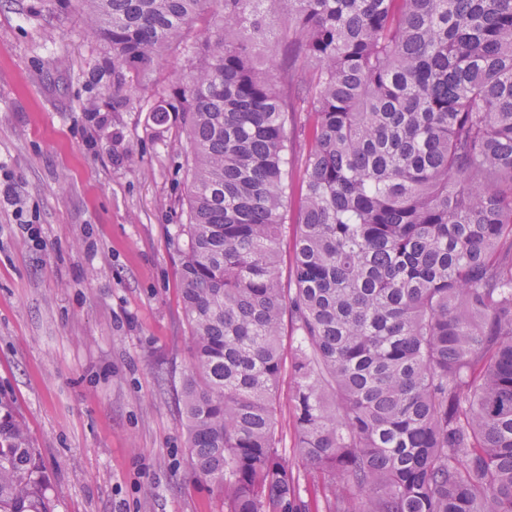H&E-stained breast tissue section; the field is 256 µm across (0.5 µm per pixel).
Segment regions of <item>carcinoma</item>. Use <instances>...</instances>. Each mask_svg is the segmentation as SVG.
<instances>
[{"label":"carcinoma","instance_id":"obj_1","mask_svg":"<svg viewBox=\"0 0 512 512\" xmlns=\"http://www.w3.org/2000/svg\"><path fill=\"white\" fill-rule=\"evenodd\" d=\"M76 4L118 105L205 24L152 112L186 136L179 419L224 512H512V0ZM0 512H52L1 400ZM289 395V380L286 377V382L282 385L280 392V409L281 415L283 417V437L285 438L283 442L282 454L284 457H286L290 466L293 467L295 472L298 470L302 472L303 464L301 460L296 456L294 429L289 422Z\"/></svg>","mask_w":512,"mask_h":512}]
</instances>
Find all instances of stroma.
Here are the masks:
<instances>
[{
	"label": "stroma",
	"instance_id": "35a3bbf8",
	"mask_svg": "<svg viewBox=\"0 0 512 512\" xmlns=\"http://www.w3.org/2000/svg\"><path fill=\"white\" fill-rule=\"evenodd\" d=\"M85 27L72 0H0V398L54 512H223L178 417L185 138L151 112L187 57L116 107Z\"/></svg>",
	"mask_w": 512,
	"mask_h": 512
}]
</instances>
